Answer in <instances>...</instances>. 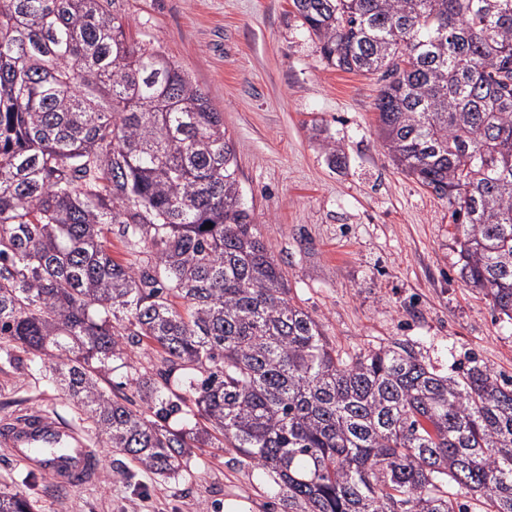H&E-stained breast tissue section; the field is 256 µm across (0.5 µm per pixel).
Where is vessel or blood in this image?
<instances>
[{
    "mask_svg": "<svg viewBox=\"0 0 512 512\" xmlns=\"http://www.w3.org/2000/svg\"><path fill=\"white\" fill-rule=\"evenodd\" d=\"M6 445L15 460L61 483H88L100 467L97 453L80 431L42 416L13 423Z\"/></svg>",
    "mask_w": 512,
    "mask_h": 512,
    "instance_id": "b4317fda",
    "label": "vessel or blood"
}]
</instances>
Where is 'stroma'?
<instances>
[{
	"label": "stroma",
	"instance_id": "1",
	"mask_svg": "<svg viewBox=\"0 0 512 512\" xmlns=\"http://www.w3.org/2000/svg\"><path fill=\"white\" fill-rule=\"evenodd\" d=\"M127 34L152 42L221 112L245 201L295 302L344 357L409 341L438 373L477 357L512 376V321L459 274L447 200L396 169L376 133L377 75L328 66L292 0H123ZM340 143L330 162L312 136ZM155 374L156 352L129 350L103 386L133 395L128 366ZM44 415L80 429L97 479L77 487L29 470L0 443V491L35 512H288L284 492L218 439L197 444L173 477L106 448L51 368L0 344V425Z\"/></svg>",
	"mask_w": 512,
	"mask_h": 512
}]
</instances>
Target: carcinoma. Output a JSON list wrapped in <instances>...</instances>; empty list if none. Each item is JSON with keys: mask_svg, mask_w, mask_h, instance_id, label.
Returning <instances> with one entry per match:
<instances>
[{"mask_svg": "<svg viewBox=\"0 0 512 512\" xmlns=\"http://www.w3.org/2000/svg\"><path fill=\"white\" fill-rule=\"evenodd\" d=\"M121 2L0 0V340L54 360L154 474L202 432L300 512H468L449 485L512 512V377L475 357L441 375L401 340L336 354L255 228L221 113L128 39ZM292 2L329 65L380 74L384 147L448 200L461 277L512 320V0ZM144 342L146 413L102 386ZM171 384L200 430L169 427ZM0 512L33 506L0 492ZM127 353L128 357L125 359V362L133 364L142 373L147 372L149 375L154 376L157 369L160 367L159 356L145 345L128 350Z\"/></svg>", "mask_w": 512, "mask_h": 512, "instance_id": "cac0c4a2", "label": "carcinoma"}]
</instances>
